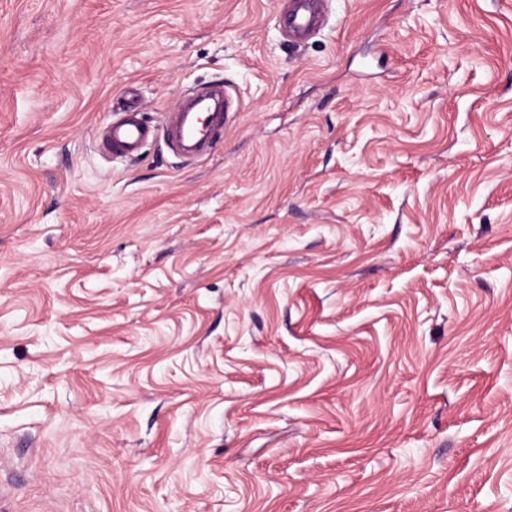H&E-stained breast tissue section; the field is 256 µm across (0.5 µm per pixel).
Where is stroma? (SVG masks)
<instances>
[{
	"label": "stroma",
	"mask_w": 512,
	"mask_h": 512,
	"mask_svg": "<svg viewBox=\"0 0 512 512\" xmlns=\"http://www.w3.org/2000/svg\"><path fill=\"white\" fill-rule=\"evenodd\" d=\"M286 2L0 0V512H512V0ZM316 10L312 0H293L288 24L296 40L303 39L313 28ZM191 112H180L172 127L175 140L179 143L188 142L201 135L197 122L190 119ZM150 127L139 120L112 121L108 125L107 145L125 154L137 152L149 137Z\"/></svg>",
	"instance_id": "1"
}]
</instances>
